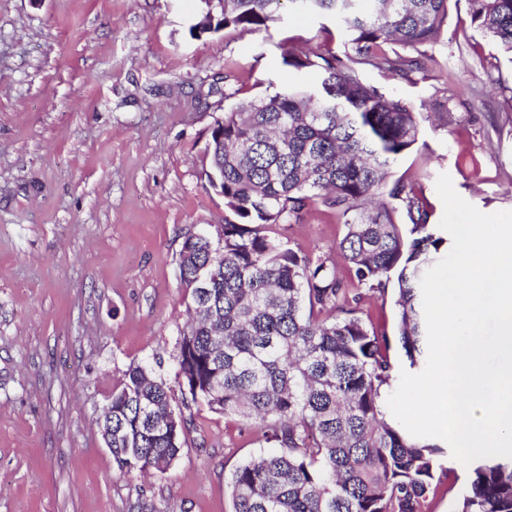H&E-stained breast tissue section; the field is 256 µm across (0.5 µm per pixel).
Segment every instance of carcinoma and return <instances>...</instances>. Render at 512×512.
<instances>
[{
    "label": "carcinoma",
    "instance_id": "obj_1",
    "mask_svg": "<svg viewBox=\"0 0 512 512\" xmlns=\"http://www.w3.org/2000/svg\"><path fill=\"white\" fill-rule=\"evenodd\" d=\"M449 0H224L212 32L268 30L295 13L330 15L350 52L282 45V63L319 84L241 100L224 112V151L211 135L209 172L224 191V245L187 237L181 284L194 319L180 332L175 378L183 400L278 448L237 466L230 512H426L443 448L389 422L383 389L397 344L414 367L427 352L420 281L447 239L428 223L422 191L393 175L417 143L412 106L366 83L364 69L409 81L448 25ZM471 22L512 55V0H468ZM344 224L336 255L350 281L394 284L395 334L356 315L364 296L330 257L284 244L273 228L310 204ZM210 275L199 295L197 276ZM147 364L112 390V457L122 474H163L186 444L187 420ZM456 512H512V459L465 467Z\"/></svg>",
    "mask_w": 512,
    "mask_h": 512
}]
</instances>
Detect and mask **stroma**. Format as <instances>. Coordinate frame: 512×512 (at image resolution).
<instances>
[{
    "label": "stroma",
    "mask_w": 512,
    "mask_h": 512,
    "mask_svg": "<svg viewBox=\"0 0 512 512\" xmlns=\"http://www.w3.org/2000/svg\"><path fill=\"white\" fill-rule=\"evenodd\" d=\"M198 0H0V512H229L228 481L270 452L259 428L197 403L166 473L117 471L95 419L130 365L175 381L190 298L184 239L222 224L206 177L216 119L268 86L315 84L280 43L348 52L332 19L288 16L198 37ZM432 64L412 80L366 68L405 98L421 133L393 167L420 185L430 223L448 174L484 213L512 210V58L450 0ZM449 111L447 123L427 116ZM344 231L315 204L279 227L289 247L331 254ZM429 512H450L465 472L442 459Z\"/></svg>",
    "instance_id": "35a3bbf8"
}]
</instances>
